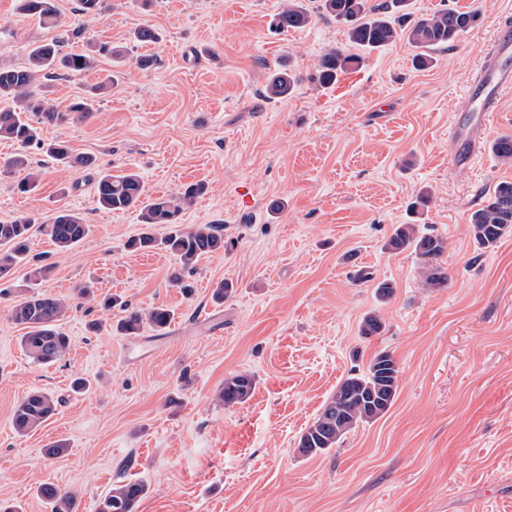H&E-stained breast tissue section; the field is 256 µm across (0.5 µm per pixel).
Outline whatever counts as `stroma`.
I'll return each mask as SVG.
<instances>
[{
	"label": "stroma",
	"mask_w": 512,
	"mask_h": 512,
	"mask_svg": "<svg viewBox=\"0 0 512 512\" xmlns=\"http://www.w3.org/2000/svg\"><path fill=\"white\" fill-rule=\"evenodd\" d=\"M305 3L316 12V0ZM282 5L103 0L85 17L78 0H56L58 23L42 25L0 0V64L24 65L30 45L56 39L69 51L121 52L88 74L40 80L64 107L119 76L88 118L41 125V145L27 150L40 172L33 191L0 171V222L30 215L40 226L66 208L89 226L66 252L32 229L26 259L0 279V501L51 512L38 493L51 483L76 494L77 512H97L112 486L137 481L147 493L135 512H512V235L485 249L470 232L487 191L512 181V161L489 150L448 162L463 91L512 19V0H411L418 15L474 5L480 17L427 68L401 39L363 53L328 87L316 71L327 50L346 46L344 25L316 12L305 28L278 32L270 22ZM143 24L160 42L132 40ZM144 54L152 68L136 64ZM284 65L301 77L296 93L265 97ZM58 141L92 156L94 169L57 165L42 146ZM102 172L137 173L154 197L204 183L180 227L222 225L224 250L173 286L174 255L127 247L145 230L138 211L98 207ZM424 190L428 208L412 210ZM400 224L445 238L447 286L424 287L412 251L387 249ZM45 264L51 276L31 284L30 269ZM360 268L373 281H355ZM223 280L233 292L219 302ZM380 282L390 297H379ZM86 286L94 299L80 298ZM35 290L73 303L58 323L70 351L50 366L22 351L9 316ZM109 296L118 306L102 305ZM158 305L174 312L165 331L118 330L125 309ZM370 315L383 328L365 336ZM93 321L102 330L90 332ZM382 350L401 368L388 413L339 447L301 455L300 435L337 384ZM243 372L255 378L251 396L218 403L225 378ZM78 377L89 390H72ZM34 388L52 392L57 411L20 436L12 414ZM54 441L66 443L64 457L45 455Z\"/></svg>",
	"instance_id": "35a3bbf8"
}]
</instances>
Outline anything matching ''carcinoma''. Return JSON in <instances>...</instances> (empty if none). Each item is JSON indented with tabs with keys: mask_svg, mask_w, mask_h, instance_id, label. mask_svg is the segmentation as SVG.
<instances>
[{
	"mask_svg": "<svg viewBox=\"0 0 512 512\" xmlns=\"http://www.w3.org/2000/svg\"><path fill=\"white\" fill-rule=\"evenodd\" d=\"M17 8L25 15L44 24L57 22L54 0H17ZM323 13L344 24L351 46L365 51L386 47L398 39L423 50L417 62L426 66L432 57L426 51L452 45L475 22L477 13L455 8L440 10L430 16L413 18L410 13L391 16L389 8L403 9L408 0H392V4H372L370 0H319ZM312 20L311 11L302 0H288L276 14L275 26L283 31L306 26ZM362 62V57L334 48L325 53L318 66V80L324 85L338 78ZM95 58L87 53L66 52L62 42L35 43L28 51L23 67L0 66V138L13 141L19 151L0 163V167L24 174L18 182L20 191L33 186L38 173L31 166L26 148L38 140L37 127L28 114L38 117L40 123L58 125L87 117L94 111L95 97L113 80L92 87L90 96L71 103L66 109L49 104L38 97L36 84L41 75L63 71L71 75L85 74L94 69ZM299 78L290 70L277 69L268 77L265 94L270 99H286L296 91ZM54 161L69 168L83 169L92 164V158L74 155L62 143H51L46 150ZM205 185L190 184L177 196L146 194L140 177L134 173L101 174L96 182L97 204L107 211L140 209L141 223L148 230L129 241L135 251L165 249L175 255L182 268L192 267L203 255L224 249V233L218 224H203L190 231L174 230L163 238L155 237L149 228L156 224H176L184 207L203 194ZM32 220L19 219L9 224L0 223V279L7 276L20 262L27 250V235ZM46 234L60 250H68L81 242L89 227L82 217L68 209L58 212L53 223L44 226ZM471 231L479 246L496 245L512 234V181H502L486 195L480 208L471 215ZM393 250L410 249L421 265L425 287L442 288L448 284V273L438 263L444 253L445 240L436 234L421 232L413 224L398 225L388 241ZM69 304L63 298L34 292L16 303L10 310L11 320L23 326L20 337L22 349L42 364L60 360L70 346L69 337L56 329ZM174 313L156 306L145 312L132 311L119 324L127 336H136L144 326L157 332L166 330ZM400 365L388 351H380L370 360L365 370L342 380L336 391L321 408L298 440L299 453L313 456L338 447L342 438L362 423L383 417L392 407L399 387ZM254 379L248 374H235L224 379L217 397L231 407L245 401L253 392ZM57 401L45 390L28 392L17 404L12 416L14 430L25 435L48 421L56 411ZM41 495L50 500L52 512H75L74 495L62 492L51 484L40 488ZM147 493L140 482H121L112 487L98 505V512H133L136 503Z\"/></svg>",
	"mask_w": 512,
	"mask_h": 512,
	"instance_id": "obj_1",
	"label": "carcinoma"
}]
</instances>
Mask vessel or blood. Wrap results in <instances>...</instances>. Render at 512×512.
Listing matches in <instances>:
<instances>
[{
  "mask_svg": "<svg viewBox=\"0 0 512 512\" xmlns=\"http://www.w3.org/2000/svg\"><path fill=\"white\" fill-rule=\"evenodd\" d=\"M488 66L467 87L462 99L463 114L454 130L455 140L468 144L464 162L475 160L481 151V131L487 112L499 96L512 88V24L502 23L487 56Z\"/></svg>",
  "mask_w": 512,
  "mask_h": 512,
  "instance_id": "obj_1",
  "label": "vessel or blood"
}]
</instances>
